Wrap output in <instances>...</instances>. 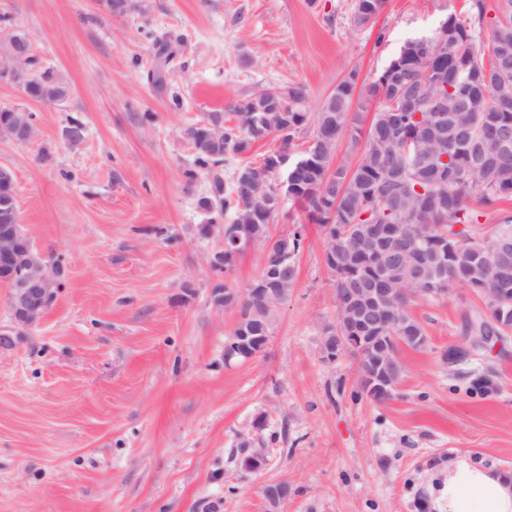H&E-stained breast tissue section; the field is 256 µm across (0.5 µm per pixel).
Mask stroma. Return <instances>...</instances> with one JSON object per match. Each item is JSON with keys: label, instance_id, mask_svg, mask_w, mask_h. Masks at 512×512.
Masks as SVG:
<instances>
[{"label": "stroma", "instance_id": "stroma-1", "mask_svg": "<svg viewBox=\"0 0 512 512\" xmlns=\"http://www.w3.org/2000/svg\"><path fill=\"white\" fill-rule=\"evenodd\" d=\"M353 0H143L123 17L97 0H0V33L21 30L40 66L70 85L46 107L0 78V107L36 112L27 144L0 138L20 222L61 257L65 285L43 319L0 344V512H268L263 489L284 482L279 512H440L448 458L512 471V331L472 350L466 320L486 313L470 289L415 301L427 342L401 348L395 399L356 397L355 362L317 353L336 319L326 238L308 225L298 273L270 340L224 362L238 320L211 306V286L245 291L263 249L230 271L197 200L205 174L182 128L262 90L298 84L308 111L350 71L376 77L403 43L464 0H387L368 27ZM180 37L163 87L147 78L155 41ZM85 127L67 145L71 120ZM50 161H42V153ZM462 351L451 362L449 350ZM265 417L259 471L237 446Z\"/></svg>", "mask_w": 512, "mask_h": 512}]
</instances>
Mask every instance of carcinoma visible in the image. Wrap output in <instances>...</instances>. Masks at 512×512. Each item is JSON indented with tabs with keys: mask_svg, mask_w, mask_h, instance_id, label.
I'll return each instance as SVG.
<instances>
[{
	"mask_svg": "<svg viewBox=\"0 0 512 512\" xmlns=\"http://www.w3.org/2000/svg\"><path fill=\"white\" fill-rule=\"evenodd\" d=\"M386 0H354L352 24L361 29L384 9ZM113 16L136 7L134 0H98ZM484 0H468L466 16L456 13L430 33L407 40L371 82H359L350 71L316 112L305 108L306 90L294 85L285 92L284 105H254L246 99L234 112H212L204 123L182 129V137L205 171L208 190L197 200L207 217L205 228L224 223L223 254L213 255L216 271L233 266L234 242L251 240L265 247L277 264L288 267L290 289L297 276V257L306 227L293 225L285 236L270 234L272 216L285 201L302 210L310 224L332 225L326 250L336 249V261L326 268L335 277L336 332L342 336H391L393 344L425 335L408 310L382 324L367 313L360 325L350 324L345 309L347 288L409 290L411 302L427 298V288L462 283L474 292L507 288L512 292V216L502 215L490 239L469 233L480 221L469 206L478 198L490 206L512 197V142L503 145V131L512 135V0H497V13L486 21ZM490 27L488 40L483 28ZM159 65L150 72L153 83L165 82L160 63L170 61L178 40L171 36L155 42ZM430 74L426 87L431 98L442 101V112H410L402 94L415 88L419 77ZM25 95L44 106H58L70 87L58 73L44 68L19 81ZM368 132L363 112L374 101ZM17 120L37 128V115L29 110L0 108V125ZM313 130L284 178L279 159L307 126ZM272 135L281 146L267 152L259 163L247 162L224 180V162L241 157ZM416 142L419 160L410 165L404 141ZM347 153L337 158L342 142ZM15 186L0 181V224H18ZM416 271L423 283L406 277ZM242 296L225 284L212 286L210 302L216 308L243 307ZM256 316L237 321L224 345V361H245L249 349L266 341L274 322L272 308L254 300ZM371 366H356L357 394L379 400L369 376Z\"/></svg>",
	"mask_w": 512,
	"mask_h": 512,
	"instance_id": "carcinoma-1",
	"label": "carcinoma"
}]
</instances>
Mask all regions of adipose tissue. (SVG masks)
I'll return each instance as SVG.
<instances>
[{
  "mask_svg": "<svg viewBox=\"0 0 512 512\" xmlns=\"http://www.w3.org/2000/svg\"><path fill=\"white\" fill-rule=\"evenodd\" d=\"M442 512H512V472H499L469 456L448 461Z\"/></svg>",
  "mask_w": 512,
  "mask_h": 512,
  "instance_id": "ef3b65f1",
  "label": "adipose tissue"
}]
</instances>
